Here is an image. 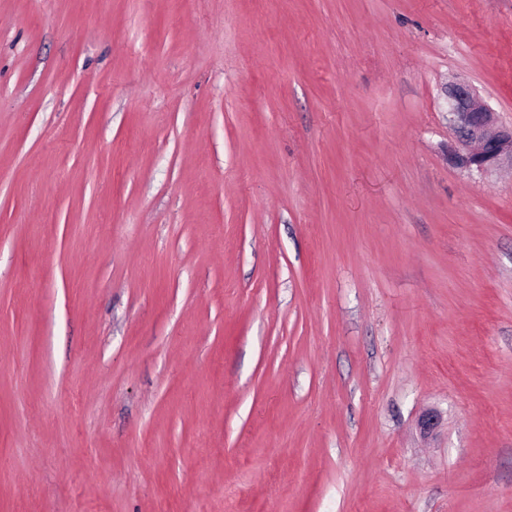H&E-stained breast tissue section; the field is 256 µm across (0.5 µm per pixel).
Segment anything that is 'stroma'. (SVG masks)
<instances>
[{"mask_svg": "<svg viewBox=\"0 0 512 512\" xmlns=\"http://www.w3.org/2000/svg\"><path fill=\"white\" fill-rule=\"evenodd\" d=\"M452 81L512 0H0V512H512Z\"/></svg>", "mask_w": 512, "mask_h": 512, "instance_id": "obj_1", "label": "stroma"}]
</instances>
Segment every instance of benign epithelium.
<instances>
[{"mask_svg":"<svg viewBox=\"0 0 512 512\" xmlns=\"http://www.w3.org/2000/svg\"><path fill=\"white\" fill-rule=\"evenodd\" d=\"M449 125L459 144L455 163L481 174L512 169V125L499 124L496 112L480 103L467 84L448 87Z\"/></svg>","mask_w":512,"mask_h":512,"instance_id":"1","label":"benign epithelium"}]
</instances>
